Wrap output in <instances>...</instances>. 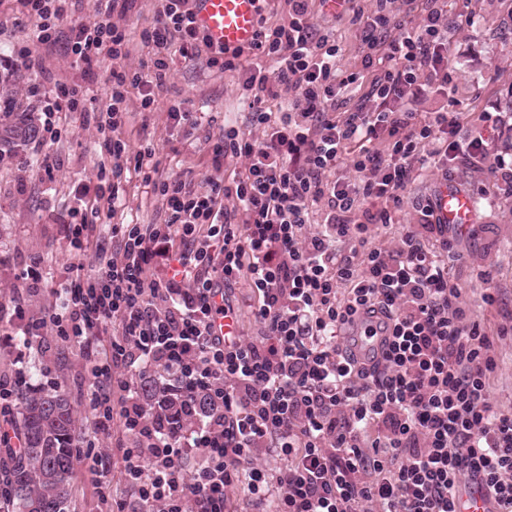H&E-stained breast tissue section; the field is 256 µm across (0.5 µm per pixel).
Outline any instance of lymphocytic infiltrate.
Returning <instances> with one entry per match:
<instances>
[{
  "label": "lymphocytic infiltrate",
  "mask_w": 512,
  "mask_h": 512,
  "mask_svg": "<svg viewBox=\"0 0 512 512\" xmlns=\"http://www.w3.org/2000/svg\"><path fill=\"white\" fill-rule=\"evenodd\" d=\"M316 1L329 3L285 0L287 23L259 19L253 47L229 54L194 27L192 0H162L143 35L151 65L133 74L123 20L135 0H99L94 22L70 27V54L84 72L111 64V101L89 105L75 83L61 86L53 109L79 113L115 161L112 183L98 184L90 209L71 213L72 249L87 250L96 219L123 191L125 168L163 198L166 217L113 225L116 251L96 276L59 281L41 319L25 320L18 307L13 316L25 335L48 330L77 344L96 380L95 425L108 430L117 417L138 437L122 456L126 492L112 512H226L235 485L255 512H459L462 487L476 480L498 512H512V413L499 411L488 390L494 339L511 336L512 325L491 334L472 320L449 272L448 227L432 205L419 208L393 248L369 245L402 209L413 170L482 160L490 138L512 135V124L485 112L479 120L489 135L461 139L460 113L414 111L427 88L453 81L448 0H376L356 13L363 65L376 73L363 103L344 110L360 75L343 70L336 43L318 33ZM76 2L16 0V11L35 20L34 43L50 45ZM202 57L240 73L262 137L225 127L210 142L212 164L220 170L239 159L245 173L198 191L182 176L158 177L154 151L130 152L121 129L129 91L153 111L155 87ZM282 96L286 112L265 111L266 99ZM378 140L385 152L373 150ZM344 162L355 178L329 180ZM229 198L240 214L225 208ZM317 212L322 228L314 232ZM161 255L165 278L148 277ZM243 277L260 334L214 335L215 315L237 313L215 299ZM358 319L384 336L381 359L368 367L337 343ZM111 322L118 331L109 336ZM138 363L162 367L216 403L213 424L196 430L191 445L163 432L134 383L118 377ZM191 449L204 460L192 473ZM269 454L286 461L274 479L258 463Z\"/></svg>",
  "instance_id": "lymphocytic-infiltrate-1"
}]
</instances>
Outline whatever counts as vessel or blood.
I'll list each match as a JSON object with an SVG mask.
<instances>
[{
    "label": "vessel or blood",
    "instance_id": "1",
    "mask_svg": "<svg viewBox=\"0 0 512 512\" xmlns=\"http://www.w3.org/2000/svg\"><path fill=\"white\" fill-rule=\"evenodd\" d=\"M260 0H193L194 25L216 48L245 49L251 46L258 30ZM443 223H467L471 201L463 193L441 187L434 199ZM382 339L363 336L350 330L343 342L345 350L364 357L379 351ZM460 512H493L479 483H471L462 492Z\"/></svg>",
    "mask_w": 512,
    "mask_h": 512
}]
</instances>
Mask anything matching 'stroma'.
<instances>
[{
	"label": "stroma",
	"mask_w": 512,
	"mask_h": 512,
	"mask_svg": "<svg viewBox=\"0 0 512 512\" xmlns=\"http://www.w3.org/2000/svg\"><path fill=\"white\" fill-rule=\"evenodd\" d=\"M160 4L161 0H136L124 20L130 38L129 70H139L150 57L142 33L152 25ZM448 21L455 79L447 93L419 97L416 109L464 113L465 137L480 113L496 112L512 121V0H448ZM314 23L340 48L342 68L362 71V32L351 13L336 19L319 14ZM34 28V21L17 20L15 0H0V75L14 76V97L39 111L54 101L58 83L80 80L81 70L58 46L38 50V68L18 62L17 53ZM177 100L188 101L199 114L200 126L188 140L172 135L167 121V110ZM127 109L123 137L130 151L154 149L163 174H190L201 189L215 174L227 179L243 174V166L233 159L227 160L223 171H215L207 144L208 137L222 132L228 121L241 135L255 134L238 73L203 62L191 68L179 66L159 89L154 112L142 114L133 93ZM53 121L57 128L53 141L37 140L18 154L0 156V304L19 303L30 319L43 317L50 299L47 287L32 291L20 280L19 273L30 260H41L50 283L76 273L89 274L93 254L112 251V225L153 224L164 213L161 198L144 192L137 174L124 171V193L111 215L98 224L88 254L72 252L66 237L70 214L92 203L88 190L96 186L101 168L112 167L113 159L102 138L81 129L78 113H57ZM47 153L59 163L50 177L40 166ZM500 156L512 157V140H495L481 162H454L446 179L437 171L413 172L403 208L372 239L375 247L391 248L402 225L416 221L417 206L433 198L441 185L470 194L475 207L469 222L451 225L448 232L458 256L452 271L473 319L492 334L512 318V191L504 190L491 175ZM484 270L490 271L497 290L498 301L491 306L480 298L479 274ZM493 354L498 368L489 379V391L502 410L512 412V338H496ZM0 382L15 391L32 386L68 392L78 451L105 448L117 462L123 449L134 445L120 420H113L110 431L95 430L87 399L94 379L73 342L57 336L30 338L24 336L21 324L0 323ZM120 487L119 470L100 479L90 472L88 460L74 461L66 512H111L112 497Z\"/></svg>",
	"instance_id": "35a3bbf8"
}]
</instances>
